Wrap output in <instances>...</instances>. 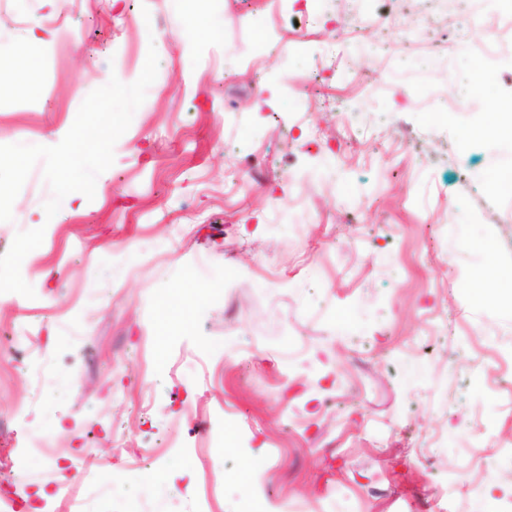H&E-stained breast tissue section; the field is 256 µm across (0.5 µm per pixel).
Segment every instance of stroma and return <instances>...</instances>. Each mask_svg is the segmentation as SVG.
I'll use <instances>...</instances> for the list:
<instances>
[{"mask_svg": "<svg viewBox=\"0 0 512 512\" xmlns=\"http://www.w3.org/2000/svg\"><path fill=\"white\" fill-rule=\"evenodd\" d=\"M507 23L0 0V512H512Z\"/></svg>", "mask_w": 512, "mask_h": 512, "instance_id": "35a3bbf8", "label": "stroma"}]
</instances>
